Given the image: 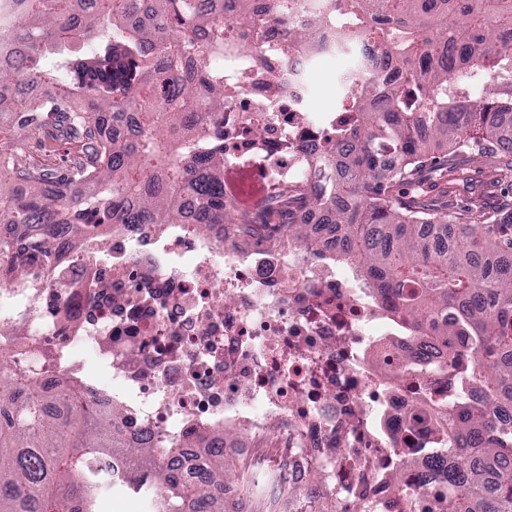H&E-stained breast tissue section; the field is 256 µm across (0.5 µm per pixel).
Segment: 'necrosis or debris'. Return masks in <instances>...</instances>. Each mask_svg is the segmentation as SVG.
I'll use <instances>...</instances> for the list:
<instances>
[{
  "mask_svg": "<svg viewBox=\"0 0 512 512\" xmlns=\"http://www.w3.org/2000/svg\"><path fill=\"white\" fill-rule=\"evenodd\" d=\"M351 50L373 70L378 48L333 25L285 56L225 45V81L248 78L224 100L225 166L313 187L346 116L309 111L308 72ZM56 254L51 276L0 287V354L45 388L86 386L125 438L175 443L180 476L218 454L275 476L258 497L225 484L234 512H297L293 488L322 512H448V409L485 398L466 342L411 335L352 267L245 224H102Z\"/></svg>",
  "mask_w": 512,
  "mask_h": 512,
  "instance_id": "necrosis-or-debris-1",
  "label": "necrosis or debris"
}]
</instances>
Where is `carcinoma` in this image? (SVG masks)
<instances>
[{
    "instance_id": "carcinoma-1",
    "label": "carcinoma",
    "mask_w": 512,
    "mask_h": 512,
    "mask_svg": "<svg viewBox=\"0 0 512 512\" xmlns=\"http://www.w3.org/2000/svg\"><path fill=\"white\" fill-rule=\"evenodd\" d=\"M0 0V118L20 140L52 126L82 144L85 159L48 171L0 152V284L52 271L53 232L68 224H255L317 245L294 210L310 207L335 237L336 260L355 262L383 296L398 299L414 331L450 348L468 341L472 379L491 382L482 407L459 406L448 471L450 512H512V216L479 212L462 224L396 199L433 152L512 154V0H338L284 26L297 0L275 13L257 0ZM145 13L150 24L131 18ZM381 51L372 91L336 76L350 124L325 137L313 191L273 181L261 209L224 204V72L214 59L229 40L254 52L269 40L283 53L312 41L325 23ZM52 59L51 65L45 60ZM51 82L58 96L23 104L24 82ZM490 86L470 98L466 85ZM130 114L136 131L103 139L105 120ZM391 149L393 170L378 161ZM64 412L19 364L0 365V512H99L105 488L97 464L113 463L136 493H156L154 512H224V456L202 474L171 473V444L129 445L116 413L86 389L68 387Z\"/></svg>"
}]
</instances>
